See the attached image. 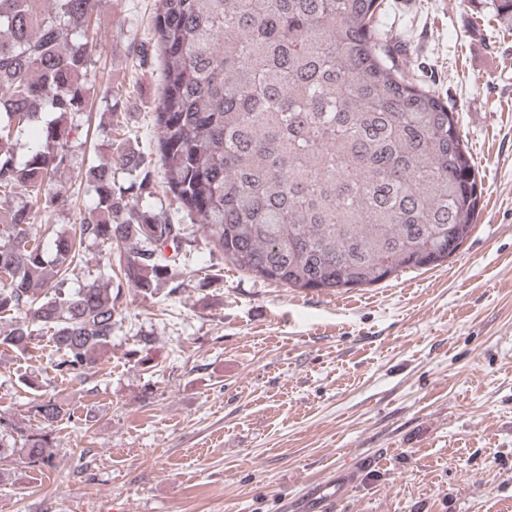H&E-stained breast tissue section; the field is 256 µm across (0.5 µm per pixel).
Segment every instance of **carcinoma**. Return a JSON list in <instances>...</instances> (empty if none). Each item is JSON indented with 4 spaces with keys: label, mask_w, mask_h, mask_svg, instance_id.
Masks as SVG:
<instances>
[{
    "label": "carcinoma",
    "mask_w": 512,
    "mask_h": 512,
    "mask_svg": "<svg viewBox=\"0 0 512 512\" xmlns=\"http://www.w3.org/2000/svg\"><path fill=\"white\" fill-rule=\"evenodd\" d=\"M512 28V0H484ZM384 0H159L153 16L161 93L155 162L166 192L213 248L255 278L324 293L433 268L469 238L481 191L448 103L390 55ZM96 21L91 0H0V345L25 350L51 332L54 370L93 369L109 352L121 288L181 284L184 227L143 206L153 160L111 143L84 174L93 203L53 251L39 222L65 195L56 174L77 127L45 122L90 111ZM36 140L26 160L16 146ZM121 170L136 177L124 187ZM136 245L75 289L82 245ZM46 426L61 401L33 406ZM48 436L0 417V458L52 465Z\"/></svg>",
    "instance_id": "1"
}]
</instances>
